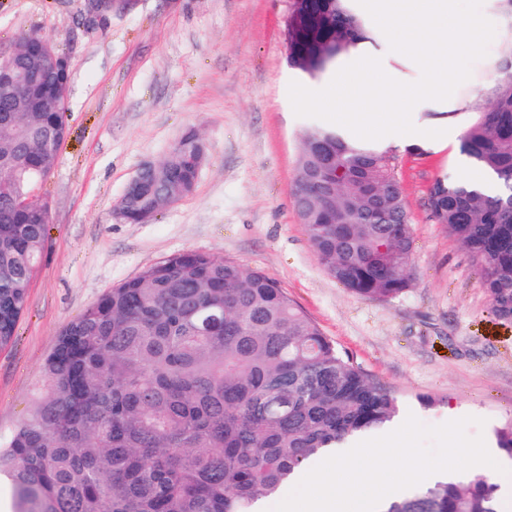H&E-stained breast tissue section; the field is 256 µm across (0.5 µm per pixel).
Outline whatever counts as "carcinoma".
I'll return each mask as SVG.
<instances>
[{"mask_svg": "<svg viewBox=\"0 0 512 512\" xmlns=\"http://www.w3.org/2000/svg\"><path fill=\"white\" fill-rule=\"evenodd\" d=\"M329 27L295 0L288 22L289 66L323 74L336 51L369 39L349 0H326ZM20 38L14 68L48 90L68 71ZM22 89H0V171L49 176L69 135L53 101L31 112ZM147 175L144 203L160 212L193 193L182 155ZM336 177L313 179L321 152ZM463 152L494 173L493 196L436 180L429 205L467 249L494 315L512 320V76L466 129ZM28 179L0 186V349L25 313L46 247L50 209L15 206ZM294 202L325 270L351 293L392 299L410 287L413 231L386 149L325 128L303 134ZM30 414L0 441V477L15 512H255L281 494L293 472L325 448L384 428L393 395L374 383L266 274L187 250L110 289L61 331ZM498 485L477 472L463 484L435 483L386 512H496Z\"/></svg>", "mask_w": 512, "mask_h": 512, "instance_id": "cac0c4a2", "label": "carcinoma"}]
</instances>
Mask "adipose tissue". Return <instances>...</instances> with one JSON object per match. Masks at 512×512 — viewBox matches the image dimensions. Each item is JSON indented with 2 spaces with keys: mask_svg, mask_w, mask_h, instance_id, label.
<instances>
[{
  "mask_svg": "<svg viewBox=\"0 0 512 512\" xmlns=\"http://www.w3.org/2000/svg\"><path fill=\"white\" fill-rule=\"evenodd\" d=\"M359 15L373 37H384L386 54L369 43L354 46L316 91L301 89L302 99H314L330 122L359 139L384 137L400 149L447 141V127H416L408 115L430 102L452 121L468 112L464 63L500 41L512 9L503 0H360ZM397 61L409 62L422 81L405 84Z\"/></svg>",
  "mask_w": 512,
  "mask_h": 512,
  "instance_id": "ef3b65f1",
  "label": "adipose tissue"
}]
</instances>
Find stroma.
Wrapping results in <instances>:
<instances>
[{
  "label": "stroma",
  "instance_id": "obj_1",
  "mask_svg": "<svg viewBox=\"0 0 512 512\" xmlns=\"http://www.w3.org/2000/svg\"><path fill=\"white\" fill-rule=\"evenodd\" d=\"M290 3L137 0L97 32L82 24V0H0V50L37 32L70 62L69 135L35 195L51 209L47 248L29 308L0 350V436L31 410L69 322L145 267L199 250L276 281L396 396L398 421L471 416L467 435L495 446L512 420V321L493 315L469 253L428 205L436 179L465 180L463 134L489 100L459 117L443 150H393L413 228L412 286L392 299L354 295L327 274L294 207L301 135L328 120L295 91L305 76L288 66ZM191 129L206 147L194 193L146 224L117 218L131 178Z\"/></svg>",
  "mask_w": 512,
  "mask_h": 512
}]
</instances>
